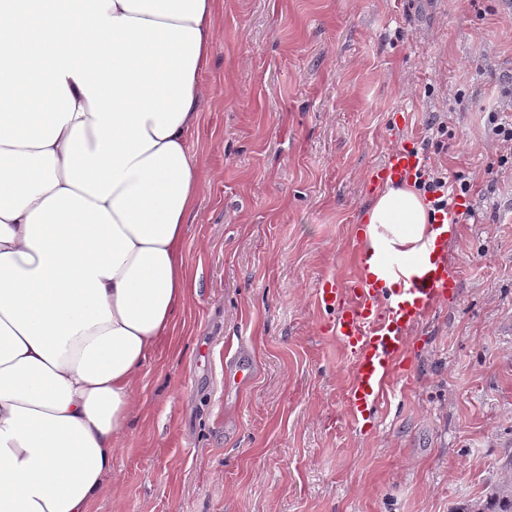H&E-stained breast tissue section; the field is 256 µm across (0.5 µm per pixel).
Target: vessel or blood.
Masks as SVG:
<instances>
[{
  "mask_svg": "<svg viewBox=\"0 0 512 512\" xmlns=\"http://www.w3.org/2000/svg\"><path fill=\"white\" fill-rule=\"evenodd\" d=\"M424 164L423 154L415 147L399 148L372 170L369 184L375 188L408 181ZM455 285L454 274L441 262L413 281L405 299L396 303L386 299L384 289L360 278L342 285L332 279L321 282L316 300L334 312L331 331L353 360L347 407L355 418H363L386 397L390 375L402 359L409 328L419 324L438 300L447 298L449 288Z\"/></svg>",
  "mask_w": 512,
  "mask_h": 512,
  "instance_id": "1",
  "label": "vessel or blood"
}]
</instances>
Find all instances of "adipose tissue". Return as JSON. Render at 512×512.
I'll return each mask as SVG.
<instances>
[{
	"label": "adipose tissue",
	"mask_w": 512,
	"mask_h": 512,
	"mask_svg": "<svg viewBox=\"0 0 512 512\" xmlns=\"http://www.w3.org/2000/svg\"><path fill=\"white\" fill-rule=\"evenodd\" d=\"M221 0H0V512H93L195 283L189 150ZM389 300L448 235L414 182L364 216Z\"/></svg>",
	"instance_id": "1"
}]
</instances>
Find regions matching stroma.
Returning <instances> with one entry per match:
<instances>
[{"instance_id": "1", "label": "stroma", "mask_w": 512, "mask_h": 512, "mask_svg": "<svg viewBox=\"0 0 512 512\" xmlns=\"http://www.w3.org/2000/svg\"><path fill=\"white\" fill-rule=\"evenodd\" d=\"M203 83L198 289L141 372L95 512H457L512 454V159L489 123L512 120V0H224ZM406 142L469 186L458 286L359 422L314 290L359 276L369 174Z\"/></svg>"}]
</instances>
